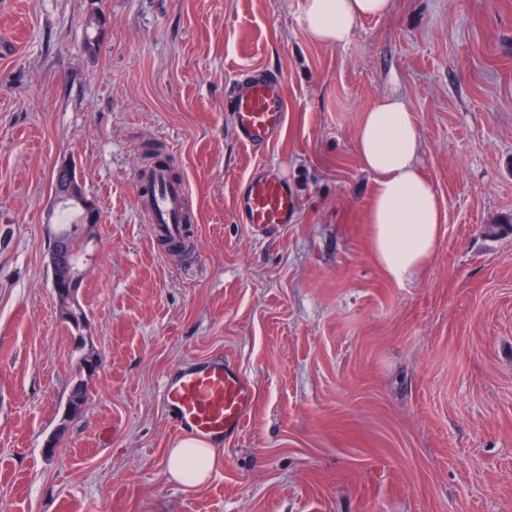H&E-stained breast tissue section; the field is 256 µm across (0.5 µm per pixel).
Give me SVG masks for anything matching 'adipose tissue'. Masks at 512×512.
Segmentation results:
<instances>
[{
	"mask_svg": "<svg viewBox=\"0 0 512 512\" xmlns=\"http://www.w3.org/2000/svg\"><path fill=\"white\" fill-rule=\"evenodd\" d=\"M390 0H304L302 26L320 44L341 47L360 21L384 15ZM363 169L375 177L370 222L373 250L395 281L412 279L432 257L442 213L433 185L423 176L422 138L406 101L384 96L363 113L356 131ZM217 463L212 443L187 435L170 448L167 471L189 487L203 484Z\"/></svg>",
	"mask_w": 512,
	"mask_h": 512,
	"instance_id": "obj_1",
	"label": "adipose tissue"
}]
</instances>
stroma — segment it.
Wrapping results in <instances>:
<instances>
[{"instance_id":"1","label":"stroma","mask_w":512,"mask_h":512,"mask_svg":"<svg viewBox=\"0 0 512 512\" xmlns=\"http://www.w3.org/2000/svg\"><path fill=\"white\" fill-rule=\"evenodd\" d=\"M302 2L0 0V512H512V0H391L339 48ZM255 66L289 103L256 151L225 107ZM388 95L444 214L402 283L373 255L356 149ZM159 144L198 213L169 256L135 201ZM65 162L103 217L79 332L49 265ZM264 166L298 202L279 236L235 214ZM84 350L99 369L66 422ZM214 357L255 403L190 488L165 469L159 388Z\"/></svg>"}]
</instances>
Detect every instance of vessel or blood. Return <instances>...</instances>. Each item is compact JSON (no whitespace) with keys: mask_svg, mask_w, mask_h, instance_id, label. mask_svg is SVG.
Listing matches in <instances>:
<instances>
[{"mask_svg":"<svg viewBox=\"0 0 512 512\" xmlns=\"http://www.w3.org/2000/svg\"><path fill=\"white\" fill-rule=\"evenodd\" d=\"M227 104L238 141L249 148L268 146L281 134L288 104L281 81L254 69L233 83ZM137 204L150 218L152 242L178 235L191 218L186 209L187 187L172 180L165 166L138 170ZM296 208L288 185L274 172L252 173L238 195L235 212L241 223L269 234L288 228ZM163 405L177 429L211 442H227L243 428L254 406V390L230 363L202 359L170 374L162 388Z\"/></svg>","mask_w":512,"mask_h":512,"instance_id":"vessel-or-blood-1","label":"vessel or blood"}]
</instances>
